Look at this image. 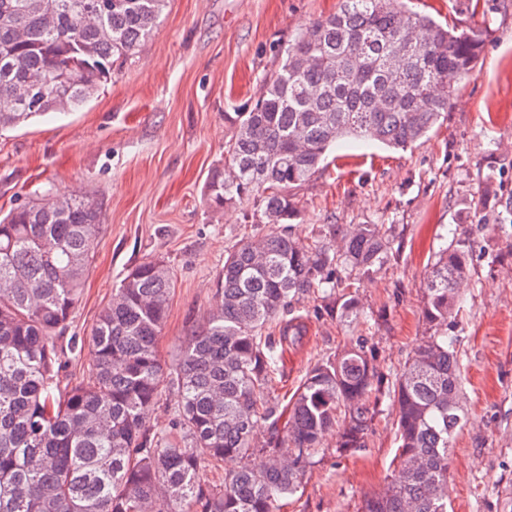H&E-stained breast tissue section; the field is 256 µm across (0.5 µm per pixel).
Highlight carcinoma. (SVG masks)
<instances>
[{
  "label": "carcinoma",
  "instance_id": "obj_1",
  "mask_svg": "<svg viewBox=\"0 0 512 512\" xmlns=\"http://www.w3.org/2000/svg\"><path fill=\"white\" fill-rule=\"evenodd\" d=\"M166 0H0V128L75 110L144 45ZM486 34L461 32L394 0H343L289 44L254 105L229 117L227 169L206 186L213 211L250 206L253 224L297 218L292 191L330 147L355 137L421 142L445 116ZM103 220L96 198L46 191L0 220V512H280L325 436L354 454L384 406L398 452L360 512H448L449 448L460 425L462 363L453 318L472 277L469 241L436 253L423 280L430 335L395 375L367 336L314 364L287 404L271 395L279 315L320 296L326 315L360 314L355 284L387 263L380 224L328 225L309 244L271 231L224 256L221 304L183 340L156 346L173 280L163 261L130 268L88 334L66 336ZM90 353L89 381L64 375ZM171 425L148 422L162 393ZM288 415L284 428L278 423ZM226 461L216 483L207 468Z\"/></svg>",
  "mask_w": 512,
  "mask_h": 512
}]
</instances>
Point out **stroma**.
<instances>
[{"instance_id": "obj_1", "label": "stroma", "mask_w": 512, "mask_h": 512, "mask_svg": "<svg viewBox=\"0 0 512 512\" xmlns=\"http://www.w3.org/2000/svg\"><path fill=\"white\" fill-rule=\"evenodd\" d=\"M342 0H167L140 50L76 112L53 113L0 130V216L52 190L92 193L103 227L69 333L83 335L128 269L168 266L174 288L158 351L174 362L179 344L215 310L224 256L250 224L244 206L215 213L204 203L224 164L228 116L253 105L289 40ZM411 7L488 34L447 118L407 150L348 142L295 190L293 236L324 242L328 224H379L392 237L389 262L358 290L362 313L343 322L307 295L281 325H301L300 342L279 346L275 396L287 400L318 360L356 337H371L378 362L396 373L427 330L422 282L449 230L466 237L473 281L454 333L462 355L461 425L450 455L449 512H512V0H411ZM398 442L384 412L361 455H340L334 436L281 512H359L380 492Z\"/></svg>"}]
</instances>
